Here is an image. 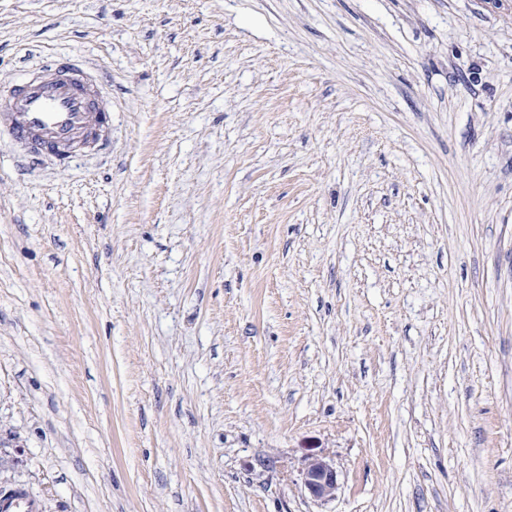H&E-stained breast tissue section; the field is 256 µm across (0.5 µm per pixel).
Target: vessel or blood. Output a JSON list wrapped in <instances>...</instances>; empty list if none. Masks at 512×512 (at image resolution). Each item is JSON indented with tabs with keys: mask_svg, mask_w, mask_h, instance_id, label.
I'll return each mask as SVG.
<instances>
[{
	"mask_svg": "<svg viewBox=\"0 0 512 512\" xmlns=\"http://www.w3.org/2000/svg\"><path fill=\"white\" fill-rule=\"evenodd\" d=\"M0 109L4 122L17 139L37 151L67 154L78 138L92 135V100L77 81L53 76L12 90ZM39 502L27 492L0 496V512H40Z\"/></svg>",
	"mask_w": 512,
	"mask_h": 512,
	"instance_id": "obj_1",
	"label": "vessel or blood"
}]
</instances>
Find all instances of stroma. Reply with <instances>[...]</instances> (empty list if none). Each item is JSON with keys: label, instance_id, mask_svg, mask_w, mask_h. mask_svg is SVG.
Listing matches in <instances>:
<instances>
[{"label": "stroma", "instance_id": "35a3bbf8", "mask_svg": "<svg viewBox=\"0 0 512 512\" xmlns=\"http://www.w3.org/2000/svg\"><path fill=\"white\" fill-rule=\"evenodd\" d=\"M49 60L112 121L0 132V492L512 512V0H0ZM302 476L304 487L312 498L319 501L334 498L338 489V473L329 457L317 454L308 456Z\"/></svg>", "mask_w": 512, "mask_h": 512}]
</instances>
